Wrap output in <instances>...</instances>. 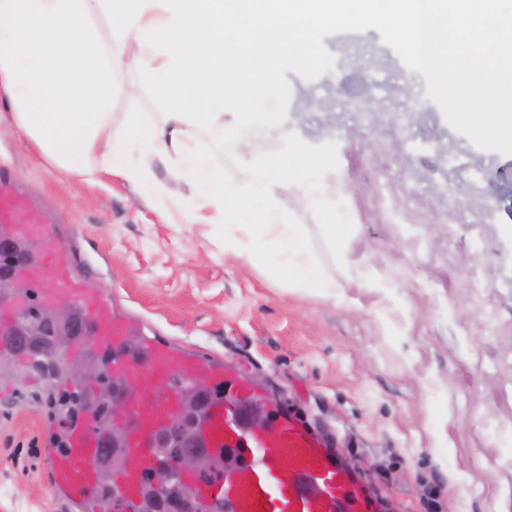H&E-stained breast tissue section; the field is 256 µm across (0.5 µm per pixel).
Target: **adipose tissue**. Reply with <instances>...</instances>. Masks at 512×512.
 Returning a JSON list of instances; mask_svg holds the SVG:
<instances>
[{"label":"adipose tissue","mask_w":512,"mask_h":512,"mask_svg":"<svg viewBox=\"0 0 512 512\" xmlns=\"http://www.w3.org/2000/svg\"><path fill=\"white\" fill-rule=\"evenodd\" d=\"M501 0H0V100L24 133L63 174L88 178L106 170L152 190L190 224H236L249 215L246 265L263 262L268 236L284 240L288 260L269 266L290 285L321 281L300 228L276 207L279 188L315 209L312 172L336 169V150L311 149L294 138L279 112L240 106L270 93L285 67L322 64L320 33L336 26H383L432 78L454 107L452 118L491 133L512 151V13ZM111 19L100 44L93 14ZM131 68L170 112L163 126H112L109 104L118 70ZM476 69L495 89L487 112L472 111L481 89L464 87ZM236 106L225 115L226 105ZM231 128L250 177L228 183L197 150L190 127ZM277 131L281 148L254 157L258 127ZM174 164L179 188L153 185V162Z\"/></svg>","instance_id":"1"}]
</instances>
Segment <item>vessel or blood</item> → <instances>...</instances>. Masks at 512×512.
I'll use <instances>...</instances> for the list:
<instances>
[{
    "instance_id": "1",
    "label": "vessel or blood",
    "mask_w": 512,
    "mask_h": 512,
    "mask_svg": "<svg viewBox=\"0 0 512 512\" xmlns=\"http://www.w3.org/2000/svg\"><path fill=\"white\" fill-rule=\"evenodd\" d=\"M0 223L11 225L29 256L15 274L24 288L39 289L45 305L67 301L91 324V331L75 343L74 355L105 358L116 380L138 379L124 393L128 411L122 422L129 463L114 480L117 495L139 501L141 474L151 461L148 436L171 420L177 407V383L189 384L203 376L213 395L199 420V434L215 455L232 439L246 443L242 463L225 473L223 487L203 495L205 506H220L225 512H381L336 450L322 444L275 403L266 402L272 415L269 428L246 427L245 406L265 402L247 381L234 377L220 363L135 335L133 322L116 315L98 289L84 286L65 265L59 237L27 198L3 182ZM99 446L94 420L85 414L45 451L50 491L80 512H87L100 482L95 463Z\"/></svg>"
}]
</instances>
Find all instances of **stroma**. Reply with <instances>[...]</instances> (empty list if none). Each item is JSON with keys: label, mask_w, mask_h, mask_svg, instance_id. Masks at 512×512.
<instances>
[{"label": "stroma", "mask_w": 512, "mask_h": 512, "mask_svg": "<svg viewBox=\"0 0 512 512\" xmlns=\"http://www.w3.org/2000/svg\"><path fill=\"white\" fill-rule=\"evenodd\" d=\"M320 42L321 67L281 70L267 100L309 146L336 139L322 209L277 191L328 287L272 278L278 238L267 264L242 267L224 242L246 240L243 225L183 223L106 171L66 176L20 132L0 139V178L53 222L65 262L100 253L84 280L115 313L249 380L396 512H512V152L453 121L381 26L328 28ZM363 90L378 108L347 106ZM111 112L113 127H155L167 108L124 70ZM193 136L227 182L247 177L231 132ZM48 413L37 378L0 388V512H70L43 481Z\"/></svg>", "instance_id": "stroma-1"}]
</instances>
